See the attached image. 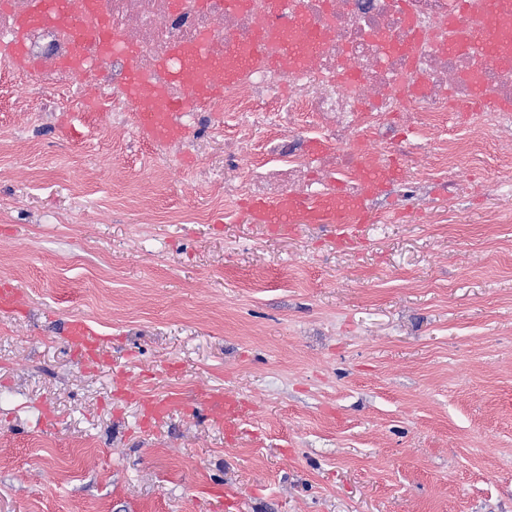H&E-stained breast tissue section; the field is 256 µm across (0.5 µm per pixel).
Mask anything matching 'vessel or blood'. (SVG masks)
<instances>
[{
  "label": "vessel or blood",
  "instance_id": "vessel-or-blood-1",
  "mask_svg": "<svg viewBox=\"0 0 512 512\" xmlns=\"http://www.w3.org/2000/svg\"><path fill=\"white\" fill-rule=\"evenodd\" d=\"M503 8V0H485L486 25L467 36L466 45L479 63L484 64L494 58V31ZM268 9L271 17L290 20L291 33L285 52L289 63H297L295 44L301 39L311 38L316 28L315 21L301 15L297 0H268ZM240 55L239 49L231 48L225 57L209 60L207 68L197 76L201 91L214 90V76L232 80L236 72L229 68L228 61ZM127 90L137 108L135 126L140 138L166 144L186 136V128L176 121L174 113L153 112L147 108L150 93L138 73H130ZM243 211L250 223L266 225L277 235L291 233L300 224H322L337 227L343 235L350 236L370 219L363 199L326 197L311 203L295 193L275 201H249ZM63 334L67 342L81 350L87 359L97 360L99 340L87 320L75 318L67 321ZM128 397L138 402L144 423L160 420L180 410L202 408L209 418L223 422L224 432L231 439L237 436L238 422L247 408L246 400L237 393H214L206 389L198 390L191 399L182 396L144 397L135 391L129 392Z\"/></svg>",
  "mask_w": 512,
  "mask_h": 512
}]
</instances>
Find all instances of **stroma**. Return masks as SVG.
Masks as SVG:
<instances>
[{
    "label": "stroma",
    "instance_id": "1",
    "mask_svg": "<svg viewBox=\"0 0 512 512\" xmlns=\"http://www.w3.org/2000/svg\"><path fill=\"white\" fill-rule=\"evenodd\" d=\"M435 178L352 242L224 199L109 113L0 103V512H512V217ZM89 320L100 361L59 334ZM144 394L251 403L143 426Z\"/></svg>",
    "mask_w": 512,
    "mask_h": 512
}]
</instances>
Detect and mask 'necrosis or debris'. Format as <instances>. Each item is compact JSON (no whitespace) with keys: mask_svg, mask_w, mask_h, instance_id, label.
Masks as SVG:
<instances>
[{"mask_svg":"<svg viewBox=\"0 0 512 512\" xmlns=\"http://www.w3.org/2000/svg\"><path fill=\"white\" fill-rule=\"evenodd\" d=\"M483 0H300L317 35L297 67L251 62L222 93L182 111L187 134L217 118L224 129V193L276 200L297 193L315 201L336 193L370 197L364 170L396 161L397 184L415 197L436 172L448 194L468 189L455 155L512 137V65H478L460 44L484 20ZM68 20L34 14L32 0H10L0 11V76L18 102L58 100L83 108L98 102L125 121L130 71L154 90L158 111L189 96L193 52L222 57L249 50L266 21V0L229 12L224 0H68ZM460 16L451 24L452 16ZM121 49H113V40ZM184 54L172 57V46ZM498 110L474 112L468 138L441 137L447 110L471 101L474 86Z\"/></svg>","mask_w":512,"mask_h":512,"instance_id":"1","label":"necrosis or debris"}]
</instances>
